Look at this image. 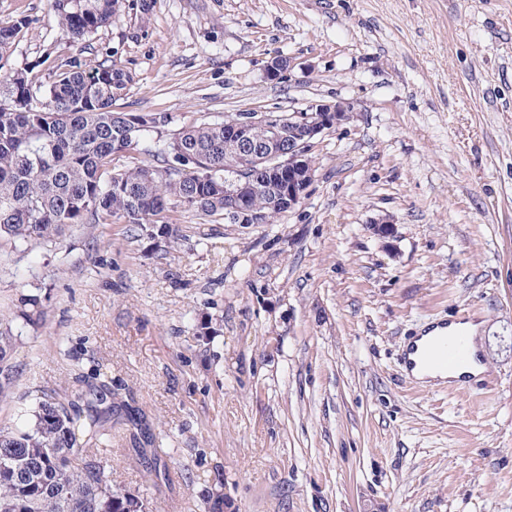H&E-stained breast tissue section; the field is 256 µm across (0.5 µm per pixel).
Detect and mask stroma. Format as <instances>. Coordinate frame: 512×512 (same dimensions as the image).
<instances>
[{
	"instance_id": "1",
	"label": "stroma",
	"mask_w": 512,
	"mask_h": 512,
	"mask_svg": "<svg viewBox=\"0 0 512 512\" xmlns=\"http://www.w3.org/2000/svg\"><path fill=\"white\" fill-rule=\"evenodd\" d=\"M149 2L89 39L88 61L133 74L116 110L171 131L321 102L354 118L273 223L177 210L169 248L124 224L1 243L0 319L20 336L0 424L107 367L166 469L132 459L130 425L105 463L162 512H207L219 481L239 512H512V0ZM20 17L8 65L50 84L78 48L50 0H0ZM274 57L294 66L271 82ZM25 295L43 320L17 318ZM461 311L489 386L402 381L405 337Z\"/></svg>"
}]
</instances>
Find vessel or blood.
Here are the masks:
<instances>
[{
  "instance_id": "b4317fda",
  "label": "vessel or blood",
  "mask_w": 512,
  "mask_h": 512,
  "mask_svg": "<svg viewBox=\"0 0 512 512\" xmlns=\"http://www.w3.org/2000/svg\"><path fill=\"white\" fill-rule=\"evenodd\" d=\"M478 358L468 336L448 327L439 319L425 327L423 333L409 337L400 354L405 381L416 382V370L437 373H466Z\"/></svg>"
}]
</instances>
